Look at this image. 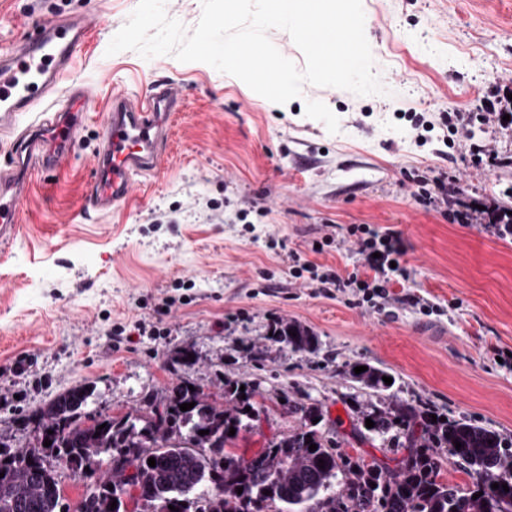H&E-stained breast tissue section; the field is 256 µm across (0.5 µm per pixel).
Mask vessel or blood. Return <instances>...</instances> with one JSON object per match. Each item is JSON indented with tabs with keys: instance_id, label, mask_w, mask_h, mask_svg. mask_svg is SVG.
Returning a JSON list of instances; mask_svg holds the SVG:
<instances>
[{
	"instance_id": "1",
	"label": "vessel or blood",
	"mask_w": 512,
	"mask_h": 512,
	"mask_svg": "<svg viewBox=\"0 0 512 512\" xmlns=\"http://www.w3.org/2000/svg\"><path fill=\"white\" fill-rule=\"evenodd\" d=\"M91 32L89 23L54 17L0 49V132L14 135L0 157L1 248L18 234L33 177L57 171L75 152L92 92L67 75ZM49 97L58 109L36 117L35 106ZM180 103V91L170 82L145 96L113 93L92 159V209L105 211L129 201L139 177L159 172Z\"/></svg>"
}]
</instances>
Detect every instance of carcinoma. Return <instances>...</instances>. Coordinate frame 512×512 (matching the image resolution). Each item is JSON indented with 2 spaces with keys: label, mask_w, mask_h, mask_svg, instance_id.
<instances>
[{
  "label": "carcinoma",
  "mask_w": 512,
  "mask_h": 512,
  "mask_svg": "<svg viewBox=\"0 0 512 512\" xmlns=\"http://www.w3.org/2000/svg\"><path fill=\"white\" fill-rule=\"evenodd\" d=\"M269 331V340L294 351L317 349L316 335L295 322L278 320ZM349 375L376 395L393 388L383 381L391 373L372 365L360 374L351 369ZM240 387L237 381L224 382V407L209 401L200 387L192 391L189 382L179 381L149 414L120 419L101 414L92 423L86 412L92 385L71 387L22 418L24 425L35 422L40 428L34 443L15 448L0 437V512H58L62 496L57 465L64 464L74 477H85V468L103 461L108 468L96 480L95 494L84 496L79 512H128L133 498V512H171V505L178 512H283L284 506L303 512H512V440L495 430L440 414L434 422L433 410L419 401L356 405L361 425L368 418L374 422L367 429L372 439L386 443L394 433L404 434L411 451L392 469L329 446L313 423L323 420L321 409L315 403L301 404L291 406L299 428L247 458L233 447L237 433L254 417L256 391ZM191 402L193 408L180 410L181 404ZM232 428L234 436L229 435ZM201 430L207 434H199ZM47 440L52 441L48 447ZM311 443L316 450H309ZM440 449L465 464L472 487L438 479ZM122 452L136 461L131 480L113 465L114 456ZM151 457L154 467L148 465ZM340 474L342 489L324 495ZM494 483L500 488H492Z\"/></svg>",
  "instance_id": "carcinoma-1"
}]
</instances>
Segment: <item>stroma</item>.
I'll return each mask as SVG.
<instances>
[{
    "label": "stroma",
    "mask_w": 512,
    "mask_h": 512,
    "mask_svg": "<svg viewBox=\"0 0 512 512\" xmlns=\"http://www.w3.org/2000/svg\"><path fill=\"white\" fill-rule=\"evenodd\" d=\"M137 3L0 0V47L56 15L95 29L72 71L95 91L76 152L35 180L21 231L0 253V434L32 443L22 416L85 382L90 409L121 417L179 380L217 400L234 380L266 407L237 453L292 433L289 405L314 402L330 446L393 466L408 454L400 441L358 432L353 405L371 397L348 370L368 363L395 376L389 400L420 399L511 437L512 237L453 222L414 192L417 177L450 178L464 205L512 208V124L497 116L512 105V0H362L385 94L307 84L284 105L201 62L107 55ZM162 80L179 86L182 105L160 174L128 204L87 212L109 98ZM449 112L465 116L460 133ZM353 224L398 231L407 249L410 277L392 284L385 310L325 297L289 273L292 249L341 274L360 265ZM281 319L312 330L316 352L268 340ZM139 322L141 335L112 334ZM185 348L194 366L178 364Z\"/></svg>",
    "instance_id": "1"
}]
</instances>
